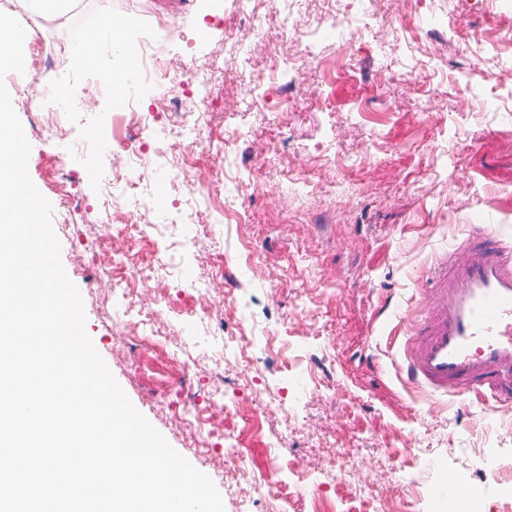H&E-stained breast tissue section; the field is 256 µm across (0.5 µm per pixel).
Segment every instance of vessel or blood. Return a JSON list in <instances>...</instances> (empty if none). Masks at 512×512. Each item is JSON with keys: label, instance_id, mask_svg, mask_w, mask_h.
<instances>
[{"label": "vessel or blood", "instance_id": "b4317fda", "mask_svg": "<svg viewBox=\"0 0 512 512\" xmlns=\"http://www.w3.org/2000/svg\"><path fill=\"white\" fill-rule=\"evenodd\" d=\"M422 285L436 302L416 313L405 382L437 397L512 401V244L494 226L474 225Z\"/></svg>", "mask_w": 512, "mask_h": 512}]
</instances>
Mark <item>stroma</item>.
Instances as JSON below:
<instances>
[{
  "instance_id": "obj_1",
  "label": "stroma",
  "mask_w": 512,
  "mask_h": 512,
  "mask_svg": "<svg viewBox=\"0 0 512 512\" xmlns=\"http://www.w3.org/2000/svg\"><path fill=\"white\" fill-rule=\"evenodd\" d=\"M73 0L19 12L25 48L13 100L68 86L58 126L18 108L28 172L53 207L61 260L86 328L134 406L194 467L225 512H448L444 472L480 512H512V404L443 399L399 372L419 281L477 220L512 235V0ZM370 23L349 38L335 12ZM134 16L172 86L134 89L156 152L131 198L112 171L128 140L69 50ZM183 27H168L169 18ZM316 31L299 52L294 31ZM476 31L481 42L468 39ZM280 59L283 70L270 66ZM109 144L96 146L98 133ZM147 229L117 235L123 212ZM213 312L203 315L201 304ZM247 451L246 474L224 451ZM72 1L70 0H21V6L26 11L56 16L64 13Z\"/></svg>"
}]
</instances>
